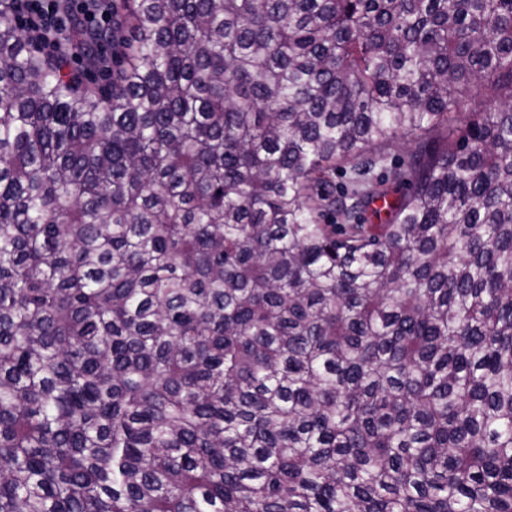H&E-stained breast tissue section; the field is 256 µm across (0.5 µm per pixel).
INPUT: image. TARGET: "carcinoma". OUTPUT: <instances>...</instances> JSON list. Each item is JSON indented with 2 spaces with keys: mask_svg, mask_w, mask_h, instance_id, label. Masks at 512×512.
Here are the masks:
<instances>
[{
  "mask_svg": "<svg viewBox=\"0 0 512 512\" xmlns=\"http://www.w3.org/2000/svg\"><path fill=\"white\" fill-rule=\"evenodd\" d=\"M4 4L0 512H512V0ZM16 22L46 55L62 56V35L74 19L96 30H112L111 0H8Z\"/></svg>",
  "mask_w": 512,
  "mask_h": 512,
  "instance_id": "obj_1",
  "label": "carcinoma"
}]
</instances>
